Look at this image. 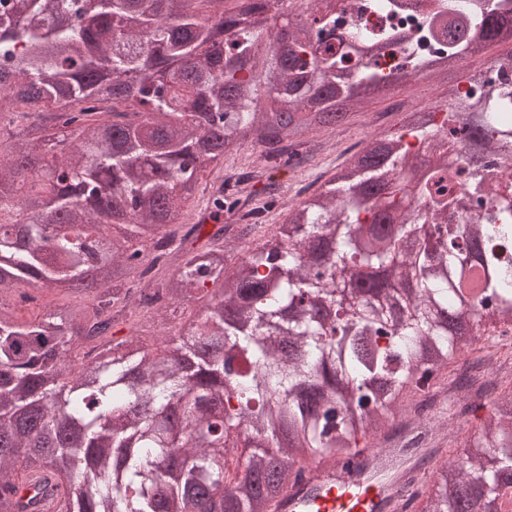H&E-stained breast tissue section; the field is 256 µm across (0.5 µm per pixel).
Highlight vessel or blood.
Here are the masks:
<instances>
[{
    "label": "vessel or blood",
    "instance_id": "b4317fda",
    "mask_svg": "<svg viewBox=\"0 0 512 512\" xmlns=\"http://www.w3.org/2000/svg\"><path fill=\"white\" fill-rule=\"evenodd\" d=\"M396 508V499L364 475L318 463L274 506L275 512H395Z\"/></svg>",
    "mask_w": 512,
    "mask_h": 512
}]
</instances>
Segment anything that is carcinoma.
<instances>
[{"mask_svg":"<svg viewBox=\"0 0 512 512\" xmlns=\"http://www.w3.org/2000/svg\"><path fill=\"white\" fill-rule=\"evenodd\" d=\"M10 0L0 14V117L40 109L0 159V298L24 286L87 297L20 322L0 302V512H274L316 459L360 469L358 448L412 423L453 384L472 413L480 354L512 328V89L447 91L288 202L279 233H186L224 211L201 174L243 142L273 167L334 133L366 97L431 82L486 43H512V0H410L441 61L384 72L371 51L408 35L350 32L353 76L324 45L340 0ZM484 157L462 178L472 150ZM464 214L467 224L452 218ZM150 243L145 253L135 247ZM154 288L156 311L205 298L155 354L115 337ZM214 290H209V287ZM88 347L81 363L69 357ZM480 437L437 447L405 512L512 510V381L485 383ZM49 477L32 491L16 469Z\"/></svg>","mask_w":512,"mask_h":512,"instance_id":"1","label":"carcinoma"}]
</instances>
